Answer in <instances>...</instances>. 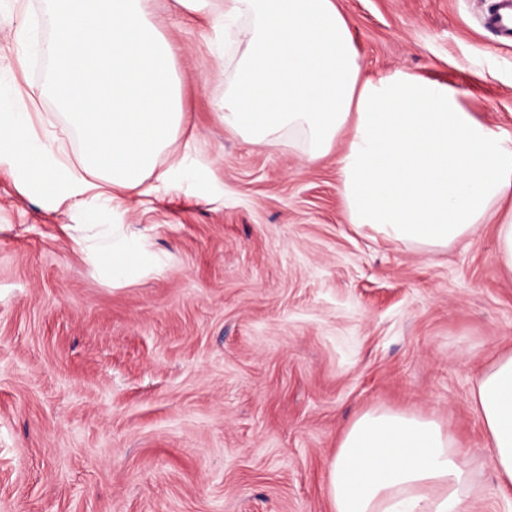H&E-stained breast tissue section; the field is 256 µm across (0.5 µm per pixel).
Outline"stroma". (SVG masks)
<instances>
[{
  "label": "stroma",
  "mask_w": 512,
  "mask_h": 512,
  "mask_svg": "<svg viewBox=\"0 0 512 512\" xmlns=\"http://www.w3.org/2000/svg\"><path fill=\"white\" fill-rule=\"evenodd\" d=\"M152 0L177 48L185 164L123 194L161 263L108 282L76 242L81 217L0 170V512H329L327 475L370 409L446 422L473 464L488 448L471 389L512 351V277L493 225L445 249L350 224L339 149L252 144L214 112L224 67L208 21ZM365 76L455 88L512 139V44L480 0H336ZM44 0H0V69L46 82ZM38 132L80 145L51 97Z\"/></svg>",
  "instance_id": "35a3bbf8"
}]
</instances>
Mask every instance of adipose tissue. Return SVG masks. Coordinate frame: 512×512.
I'll return each instance as SVG.
<instances>
[{
	"mask_svg": "<svg viewBox=\"0 0 512 512\" xmlns=\"http://www.w3.org/2000/svg\"><path fill=\"white\" fill-rule=\"evenodd\" d=\"M229 48L215 112L225 130L266 145L298 140L308 160L345 140L339 193L349 223L404 245L445 248L496 221V266L512 274V140L414 74L362 77L335 0H175ZM55 98L82 143L38 136L13 80L0 77V168L59 202L82 200V251L110 277L148 265L122 225L103 222L139 190L187 121L173 43L150 0H48ZM473 403L499 494L512 502V352L477 379ZM478 469L449 428L409 411L371 409L343 434L327 477L330 512H471Z\"/></svg>",
	"mask_w": 512,
	"mask_h": 512,
	"instance_id": "1",
	"label": "adipose tissue"
}]
</instances>
